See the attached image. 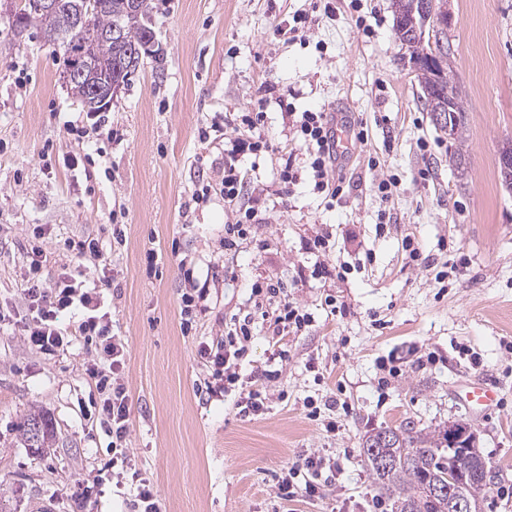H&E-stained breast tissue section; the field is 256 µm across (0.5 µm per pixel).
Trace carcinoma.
<instances>
[{
    "label": "carcinoma",
    "mask_w": 512,
    "mask_h": 512,
    "mask_svg": "<svg viewBox=\"0 0 512 512\" xmlns=\"http://www.w3.org/2000/svg\"><path fill=\"white\" fill-rule=\"evenodd\" d=\"M101 8L86 25L74 27V18L83 0H58L57 9L31 23L40 31L46 44L62 60V73L74 67L72 42L94 50L95 68L101 73L117 77L115 66L119 61L143 63L151 49L147 44L155 34L151 0H100ZM115 31L121 40L111 41L104 32ZM442 87L455 100L456 117L452 123L454 141L463 138L466 112L455 82L449 54L442 56ZM421 87L420 99L427 111L433 110V85L426 71L417 74ZM67 86L87 109H92L91 87L81 79L67 80ZM17 431L25 447L43 453L53 436L51 418L44 412L28 414L17 424ZM383 454L392 461L389 471L376 464ZM364 463L380 496L391 503V512H448V501L432 494L434 483L450 482L464 496L483 503L487 483L469 473L464 449L450 442L448 430L434 433L415 431L410 427L383 428L369 435L362 443Z\"/></svg>",
    "instance_id": "obj_1"
}]
</instances>
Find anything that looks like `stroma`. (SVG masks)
<instances>
[{
  "label": "stroma",
  "mask_w": 512,
  "mask_h": 512,
  "mask_svg": "<svg viewBox=\"0 0 512 512\" xmlns=\"http://www.w3.org/2000/svg\"><path fill=\"white\" fill-rule=\"evenodd\" d=\"M153 57L144 60L106 116L118 140L99 139L103 158L72 169L78 141L63 123L94 119L75 98L40 33L14 36L0 12V501L10 512H134L130 476L112 467L110 438L91 418L100 404L74 344L47 356L24 343L22 295L33 229L42 226L44 275L74 265L66 240L100 239L111 269L105 308L128 342L120 375L129 395L133 468L149 479L163 512H279L275 484L299 454L319 452L341 467L321 497L293 512H367L376 492L361 457L365 436L411 423L431 431L465 423L491 465L482 512H512V190L498 169L512 140V0H448L447 31L466 110L463 145L436 129L419 100L407 48L395 34L391 0H152ZM309 20L302 38L282 29ZM366 19L357 27L355 15ZM273 91L260 94L261 84ZM329 107L350 128L341 169L349 188L326 209L308 179L286 186L285 154L306 153L291 115ZM263 109L274 150L251 167L246 198H260L263 221L236 250L224 248L232 221L222 200L195 206L196 184L216 179L229 117ZM223 125L201 141L199 132ZM428 150H421L420 141ZM466 169L450 161L456 148ZM428 177H420V170ZM393 176L389 199L373 190ZM124 232L114 241L110 215ZM326 235L342 277L314 275L307 245ZM414 239L435 265L409 263ZM447 279H438L441 263ZM209 281L207 311L183 334L180 297ZM280 282L311 313L312 326L284 338L282 375L265 414L241 418L236 394L208 402L196 386L207 375L200 342L221 338L237 313L253 310L255 281ZM334 296L339 314L324 303ZM477 353L472 366L462 348ZM434 354L428 364L420 357ZM400 376L380 386L382 368ZM481 377L501 405L477 418L454 394ZM352 406L339 415L327 403ZM321 408L308 419L307 401ZM47 411L54 439L46 455L19 441L17 423ZM335 421L327 430L326 421Z\"/></svg>",
  "instance_id": "stroma-1"
}]
</instances>
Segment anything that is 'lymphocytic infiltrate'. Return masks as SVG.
<instances>
[{"label":"lymphocytic infiltrate","mask_w":512,"mask_h":512,"mask_svg":"<svg viewBox=\"0 0 512 512\" xmlns=\"http://www.w3.org/2000/svg\"><path fill=\"white\" fill-rule=\"evenodd\" d=\"M265 112H244L238 118L237 137L232 141L218 183L209 182L195 187L191 199L194 203L209 202L220 197L230 208L233 220L224 227L225 249H235L238 240L246 238L253 224L261 220L258 206L242 202L246 186V170L240 165L241 155L261 157L272 152L273 144L265 134ZM295 142L306 151L309 163L306 172L295 168L293 159H286L278 171L280 183L293 185L301 175H308L314 191L327 207H335L341 199L345 180L337 164L335 145V119L332 112L322 108L299 113L292 122ZM67 248L75 258L86 260L87 265L77 274L67 272L52 281L41 278L47 260L41 246H32L29 257L30 277L23 290L28 303L32 324L26 330V341L40 353L52 356L80 343L91 349L87 371L102 396L98 415L100 424L111 438L113 461L122 469H130L127 439L132 420L129 398L117 375L125 362V342L112 331V320L105 311L103 289L109 283L107 262L98 239L86 238L68 242ZM251 297L262 318L267 319L272 343L274 363L257 370L259 387L247 390L237 399L235 406L240 416L262 415L266 409L264 393L281 375L276 360L285 359L281 347L285 335L304 331L312 322L310 313L296 302L290 301L284 288L272 282L254 283ZM75 311L77 319L70 326L59 323L64 311ZM254 335L252 316L233 317L223 338L213 344L200 343L198 354L209 371L205 382L208 398H220L235 391L240 380V366ZM338 464L319 453L299 455L284 476L279 477L275 495L281 503L300 498L320 496L327 486L328 474L338 471Z\"/></svg>","instance_id":"obj_1"}]
</instances>
